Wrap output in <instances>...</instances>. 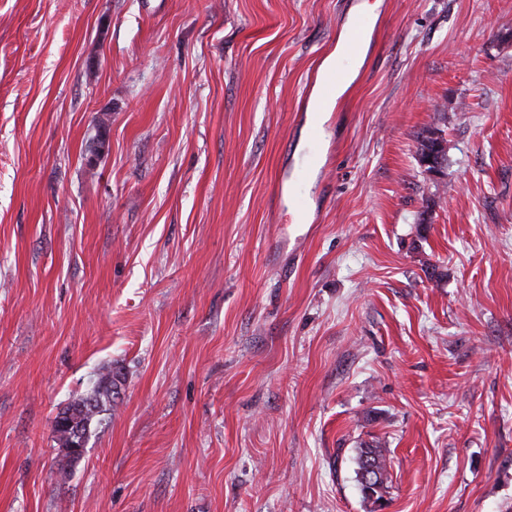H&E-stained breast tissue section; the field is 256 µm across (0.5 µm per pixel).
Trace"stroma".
Segmentation results:
<instances>
[{
	"label": "stroma",
	"instance_id": "stroma-1",
	"mask_svg": "<svg viewBox=\"0 0 512 512\" xmlns=\"http://www.w3.org/2000/svg\"><path fill=\"white\" fill-rule=\"evenodd\" d=\"M0 512H512V0H0ZM107 403H109L112 408V370L102 376L100 381L93 382L82 398L71 404L66 410L57 414L53 431L59 448H61L63 452L64 448H69L68 443L72 433L60 426L61 420H66L67 416L74 419L77 432L84 438L85 442H87L93 420L103 411V407L106 406ZM79 435H74V439H77ZM82 454L83 453L77 456L64 452V456L72 460L80 458ZM386 451V448H383L381 442H369L363 444L361 448H359L354 459L356 465L355 478L359 485L360 492L364 499L372 501L375 504L384 500V493L387 488ZM368 466H372L375 469L376 481L367 489L363 488L362 479L364 481V485L374 479L370 470L363 474ZM377 473L379 474V477L377 476Z\"/></svg>",
	"mask_w": 512,
	"mask_h": 512
}]
</instances>
